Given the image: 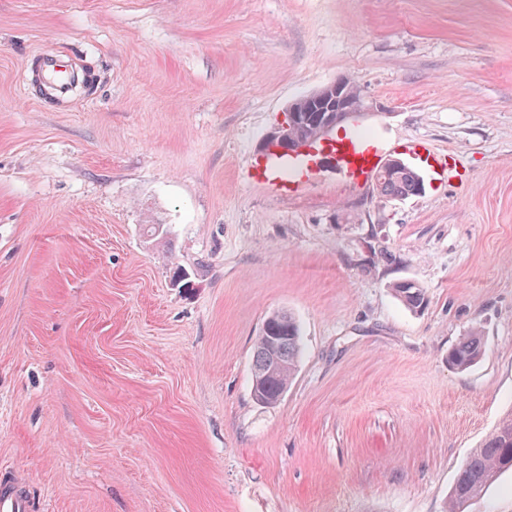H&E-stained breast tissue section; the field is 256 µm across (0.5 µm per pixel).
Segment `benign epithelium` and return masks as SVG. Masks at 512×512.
<instances>
[{
    "label": "benign epithelium",
    "instance_id": "benign-epithelium-1",
    "mask_svg": "<svg viewBox=\"0 0 512 512\" xmlns=\"http://www.w3.org/2000/svg\"><path fill=\"white\" fill-rule=\"evenodd\" d=\"M348 84V80L339 79L291 103L287 114L267 133L266 148L282 155L293 153L297 149L302 112L319 113L324 134L359 114L363 105H354L348 101Z\"/></svg>",
    "mask_w": 512,
    "mask_h": 512
}]
</instances>
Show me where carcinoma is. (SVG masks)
Here are the masks:
<instances>
[{
  "mask_svg": "<svg viewBox=\"0 0 512 512\" xmlns=\"http://www.w3.org/2000/svg\"><path fill=\"white\" fill-rule=\"evenodd\" d=\"M376 189L383 195L397 197L420 193L417 174L411 169L377 174ZM392 290L410 311L419 312L428 304L426 290L414 282H396ZM301 353V331L295 317L285 311L268 315L254 344L252 376L256 377V384L252 385V393L255 398L275 404L292 381ZM482 355L481 337L472 334L448 352V363L458 370H466ZM511 471L512 412L472 449L460 467L450 490L448 512H465L471 501L485 495L503 474Z\"/></svg>",
  "mask_w": 512,
  "mask_h": 512,
  "instance_id": "carcinoma-1",
  "label": "carcinoma"
}]
</instances>
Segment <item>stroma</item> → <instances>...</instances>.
I'll use <instances>...</instances> for the list:
<instances>
[{"instance_id": "stroma-1", "label": "stroma", "mask_w": 512, "mask_h": 512, "mask_svg": "<svg viewBox=\"0 0 512 512\" xmlns=\"http://www.w3.org/2000/svg\"><path fill=\"white\" fill-rule=\"evenodd\" d=\"M40 52L92 88L32 94ZM340 78L365 102L343 133L421 195L324 152L292 195L258 177L288 105ZM278 310L303 355L264 405ZM510 411L512 0H0V470L35 512H446ZM417 174L412 170L390 171L386 174L378 172L376 189L383 195L407 197L420 194ZM392 290L397 300L410 311H422L428 304L426 290L415 282H396ZM277 338L276 344L274 339ZM302 353L301 331L291 313L274 312L264 320L260 335L254 344L252 364V393L263 404L273 405L280 393L288 389ZM277 366L275 373L266 376L265 368ZM256 377V385L254 382ZM483 355L481 337L476 334L462 338L449 352L448 363L458 370L473 366Z\"/></svg>"}]
</instances>
